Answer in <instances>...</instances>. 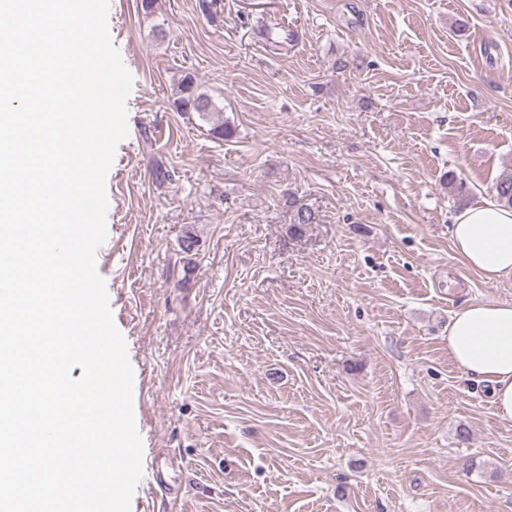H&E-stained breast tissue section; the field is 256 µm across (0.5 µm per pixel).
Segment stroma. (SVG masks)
I'll return each mask as SVG.
<instances>
[{
	"label": "stroma",
	"instance_id": "stroma-1",
	"mask_svg": "<svg viewBox=\"0 0 512 512\" xmlns=\"http://www.w3.org/2000/svg\"><path fill=\"white\" fill-rule=\"evenodd\" d=\"M108 31L96 263L173 461L130 512H512V422L448 357L459 306L512 302L449 235L512 167V0H109ZM188 74L232 137L175 109Z\"/></svg>",
	"mask_w": 512,
	"mask_h": 512
}]
</instances>
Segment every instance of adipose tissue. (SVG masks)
Returning a JSON list of instances; mask_svg holds the SVG:
<instances>
[{
  "label": "adipose tissue",
  "instance_id": "obj_1",
  "mask_svg": "<svg viewBox=\"0 0 512 512\" xmlns=\"http://www.w3.org/2000/svg\"><path fill=\"white\" fill-rule=\"evenodd\" d=\"M454 256L485 281L512 279V208L465 209L450 229ZM448 355L463 374L489 386L497 416L512 421V303L469 301L454 313Z\"/></svg>",
  "mask_w": 512,
  "mask_h": 512
}]
</instances>
